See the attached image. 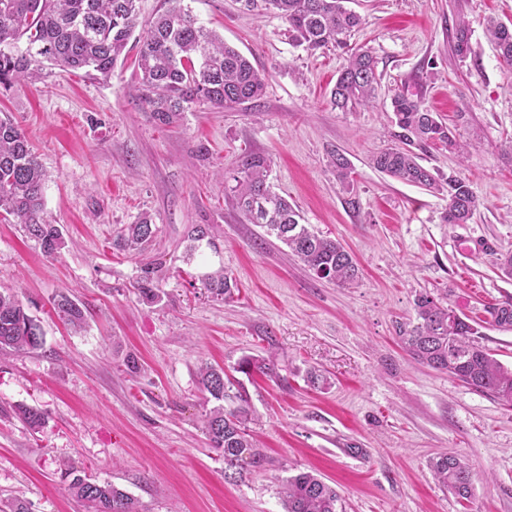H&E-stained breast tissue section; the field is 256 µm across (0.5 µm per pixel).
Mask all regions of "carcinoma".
Here are the masks:
<instances>
[{"mask_svg": "<svg viewBox=\"0 0 512 512\" xmlns=\"http://www.w3.org/2000/svg\"><path fill=\"white\" fill-rule=\"evenodd\" d=\"M139 0H0V87L23 85L42 77L45 65L62 70L111 74L129 52L137 48L139 71L137 97L147 105L158 124L172 125L196 104L231 109L262 98L267 77L239 51L224 42L215 30L198 22L183 0H168V7L153 21L139 27ZM258 15L273 12L288 26V37L314 52L342 42L343 36L360 27L362 17L344 6L347 0H241ZM487 35L500 58L512 65V25L492 17L484 19ZM469 23L456 29L455 54L471 52ZM25 40L23 50L17 43ZM378 83L373 56L354 49L346 59L331 91L338 108L369 106ZM399 131L390 133L392 144L372 157L373 167L400 182L429 192L445 194L448 206L443 224H467L480 201L466 179L435 175L420 163L416 150L442 145L464 156L465 145L435 112L423 106L421 97L399 91L391 99ZM328 171L348 189L351 165L339 152L329 156ZM270 158L245 151L236 168L224 173V194L231 196L250 224L285 244L318 277L339 286L353 285L359 268L350 252L337 240L323 237L302 223L299 211L268 182ZM44 174L23 130L9 118H0V219L23 225L25 232L47 257L65 246L60 227L43 217ZM155 233L148 216L125 225L115 246L137 251ZM214 226L195 225L188 231L187 254L197 243L212 242ZM205 287L216 296L232 297L237 284L224 271L210 274ZM143 300L161 299L157 270L145 266L138 285ZM53 309L65 323L78 326L85 314L81 305L65 293L56 295ZM486 323L512 329V298L487 309ZM400 346L416 361L448 374L472 389L512 407V369L502 366L482 342L477 322L459 314L444 298L421 292L414 300V318L396 324ZM40 326L14 295L0 292V351L38 349ZM273 372L274 364L244 358L237 371ZM204 391L219 402L206 416V430L213 448L224 453V478L242 479L262 466L264 455L247 432L249 399L243 385L224 376V370L205 366L200 370ZM430 468L441 487L458 499L473 495L472 465L456 453L432 459ZM72 496L85 503L88 512H140L139 502L113 484H101L76 476L68 486ZM284 512H342L336 488L313 471L288 477L282 487Z\"/></svg>", "mask_w": 512, "mask_h": 512, "instance_id": "1", "label": "carcinoma"}]
</instances>
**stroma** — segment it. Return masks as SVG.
Here are the masks:
<instances>
[{
  "label": "stroma",
  "mask_w": 512,
  "mask_h": 512,
  "mask_svg": "<svg viewBox=\"0 0 512 512\" xmlns=\"http://www.w3.org/2000/svg\"><path fill=\"white\" fill-rule=\"evenodd\" d=\"M185 3L266 73L261 100L200 104L176 125L156 124L129 94L138 81L130 56L106 79L55 68L0 88V117L33 144L43 216L65 238L49 258L20 225L0 222V291L43 333L41 349L0 353V502L87 512L68 491L70 469L114 484L142 512H283V481L313 471L336 487L344 512H512V407L418 363L395 332L424 291L475 319L512 297L495 265L496 253L512 252V69L481 24L488 15L512 22V0H349L362 27L314 52L294 45L276 15L238 0ZM462 19L472 48L464 59L453 49ZM359 47L377 61L376 99L334 107L330 92ZM404 87L468 147L463 158L429 148L422 163L468 179L481 202L469 223H442L445 195L370 164L390 142L391 98ZM334 150L351 164L350 188L327 170ZM245 151L269 156L275 190L353 254L356 284L318 278L246 223L224 195V173ZM144 214L152 239L135 254L116 247ZM192 224L216 231L190 257ZM147 263L162 290L152 304L136 289ZM219 269L237 283L232 300L204 286ZM61 292L84 305L81 329L55 313ZM246 356L274 363V373L238 377ZM205 363L241 378L249 396L247 429L265 461L241 481L225 480L204 429L213 406L200 383ZM313 372L326 385H312ZM22 407L42 415L40 428L19 418ZM448 452L478 474L471 501L430 470Z\"/></svg>",
  "instance_id": "35a3bbf8"
}]
</instances>
